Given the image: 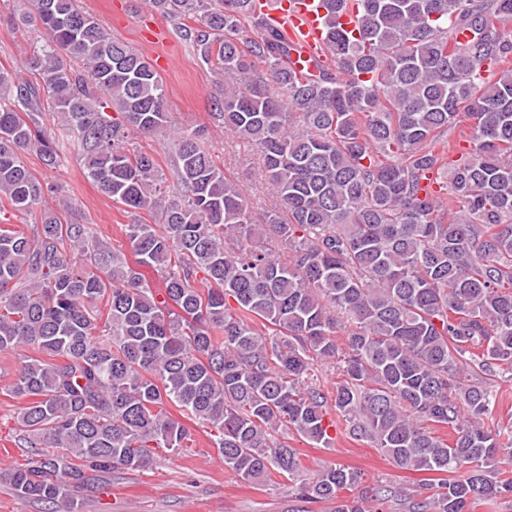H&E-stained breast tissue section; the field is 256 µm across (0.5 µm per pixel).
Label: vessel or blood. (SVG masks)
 I'll return each instance as SVG.
<instances>
[{"instance_id":"1","label":"vessel or blood","mask_w":512,"mask_h":512,"mask_svg":"<svg viewBox=\"0 0 512 512\" xmlns=\"http://www.w3.org/2000/svg\"><path fill=\"white\" fill-rule=\"evenodd\" d=\"M322 16L319 0H282L278 8L266 13L269 24L300 45V54L293 57L296 70L311 68L314 59L321 55L324 43Z\"/></svg>"}]
</instances>
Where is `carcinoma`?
<instances>
[{
  "instance_id": "cac0c4a2",
  "label": "carcinoma",
  "mask_w": 512,
  "mask_h": 512,
  "mask_svg": "<svg viewBox=\"0 0 512 512\" xmlns=\"http://www.w3.org/2000/svg\"><path fill=\"white\" fill-rule=\"evenodd\" d=\"M0 2L43 30L23 66L0 68V353L34 351L5 389L24 401L25 459L6 472L17 496L81 512L91 473L145 470L151 449L192 440L172 405L210 428L242 480L276 472L332 512L512 499V433L485 425L496 378L512 376V0H358L349 31L343 0H321L331 64L312 72L293 68L299 48L258 0H149L224 73L212 117L260 151L280 201L260 218L197 132L173 136L177 193L164 195L155 156L130 146L171 137L164 81L77 0ZM44 100L85 177L153 215L127 225L134 261L64 218L68 199L46 204L57 189L24 162L61 161ZM462 112L471 152L434 191L437 144ZM18 213L39 222L19 230ZM325 363L340 376L329 393L315 379ZM331 428L439 475L436 492L365 486L335 465L301 478L275 434L327 447Z\"/></svg>"
}]
</instances>
